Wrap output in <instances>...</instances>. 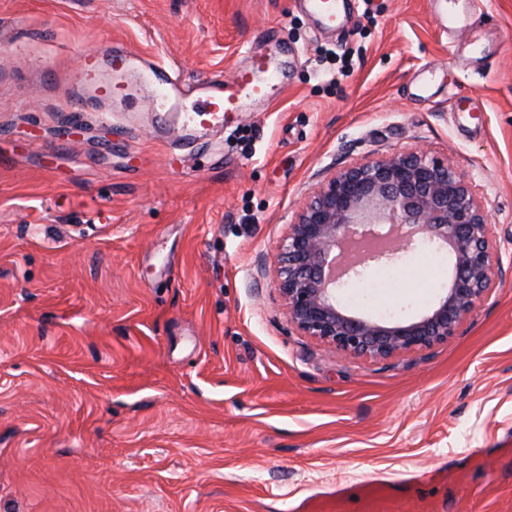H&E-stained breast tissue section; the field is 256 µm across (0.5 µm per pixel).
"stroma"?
<instances>
[{
  "label": "stroma",
  "mask_w": 512,
  "mask_h": 512,
  "mask_svg": "<svg viewBox=\"0 0 512 512\" xmlns=\"http://www.w3.org/2000/svg\"><path fill=\"white\" fill-rule=\"evenodd\" d=\"M450 6L353 0L335 32L298 0H0L26 25L0 67V512H512V0L464 33ZM271 33L292 79L222 162L169 155L143 109L58 108L74 43L191 80ZM418 146L468 175L502 274L447 341L337 356L289 322L279 246L335 169ZM421 270L373 267L357 309L427 311L447 282Z\"/></svg>",
  "instance_id": "35a3bbf8"
}]
</instances>
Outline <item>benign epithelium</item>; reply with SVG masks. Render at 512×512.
I'll list each match as a JSON object with an SVG mask.
<instances>
[{"label":"benign epithelium","mask_w":512,"mask_h":512,"mask_svg":"<svg viewBox=\"0 0 512 512\" xmlns=\"http://www.w3.org/2000/svg\"><path fill=\"white\" fill-rule=\"evenodd\" d=\"M472 183L415 148L349 165L320 184L288 225L277 275L289 322L338 355L384 360L445 341L495 284L501 258ZM427 246L448 255V286L424 314L383 319L340 290L365 265Z\"/></svg>","instance_id":"obj_1"}]
</instances>
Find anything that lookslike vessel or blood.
Returning a JSON list of instances; mask_svg holds the SVG:
<instances>
[{
    "instance_id": "vessel-or-blood-1",
    "label": "vessel or blood",
    "mask_w": 512,
    "mask_h": 512,
    "mask_svg": "<svg viewBox=\"0 0 512 512\" xmlns=\"http://www.w3.org/2000/svg\"><path fill=\"white\" fill-rule=\"evenodd\" d=\"M314 20L335 24L340 0H308ZM288 47L276 41L262 51L249 54L246 66L232 78L213 74L193 82L182 78L179 69L127 48L99 40L76 44L74 56L81 67L77 91L84 103L110 97L113 109L128 111L140 97H147L158 112L159 128L168 129L169 147L197 144L212 132L232 126L252 101H273L288 84Z\"/></svg>"
}]
</instances>
